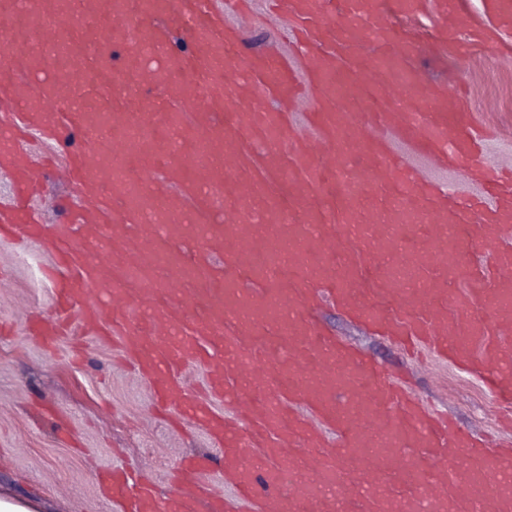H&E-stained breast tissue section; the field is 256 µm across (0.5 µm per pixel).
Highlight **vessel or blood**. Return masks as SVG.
I'll return each mask as SVG.
<instances>
[{
	"label": "vessel or blood",
	"instance_id": "b4317fda",
	"mask_svg": "<svg viewBox=\"0 0 512 512\" xmlns=\"http://www.w3.org/2000/svg\"><path fill=\"white\" fill-rule=\"evenodd\" d=\"M276 2L304 71L246 52L210 0H0V239L55 258L59 316L28 334L48 347L111 329L260 512H512V449L477 443L316 319L330 303L429 345L512 409V158L485 164L491 130L408 63L455 49L466 0ZM487 15L512 30V0ZM36 132L75 195L51 228L22 148ZM389 132L455 159L481 194L423 179ZM191 363L207 395L182 379ZM202 471L183 460L164 497L122 471L99 485L116 512H197Z\"/></svg>",
	"mask_w": 512,
	"mask_h": 512
}]
</instances>
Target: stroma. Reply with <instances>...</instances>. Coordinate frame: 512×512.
Here are the masks:
<instances>
[{"instance_id": "35a3bbf8", "label": "stroma", "mask_w": 512, "mask_h": 512, "mask_svg": "<svg viewBox=\"0 0 512 512\" xmlns=\"http://www.w3.org/2000/svg\"><path fill=\"white\" fill-rule=\"evenodd\" d=\"M268 0H253L245 18L223 10L225 27L245 30L256 50L291 55L287 14H268ZM463 47L450 59L421 58L426 84L464 83L468 109L494 130L483 160L492 164L512 154V62L474 53L466 30ZM394 149L425 179L467 197L476 183L461 171L437 163L398 140ZM50 253L23 239L0 240V323L11 333L0 339V490L40 501L42 512H113L97 476L127 467L169 493V473L186 456L209 459L207 483L231 495L214 449L197 431L169 429L150 410L146 382L114 357L111 339L87 336L83 358L74 362L69 340L47 349L27 336L28 316L53 317L52 284L43 271ZM317 318L339 340L356 346L391 377L400 379L428 406L448 413L460 426L512 448V425L499 418L493 395L478 375L430 351L411 356L396 343L368 333L336 307L325 305Z\"/></svg>"}]
</instances>
